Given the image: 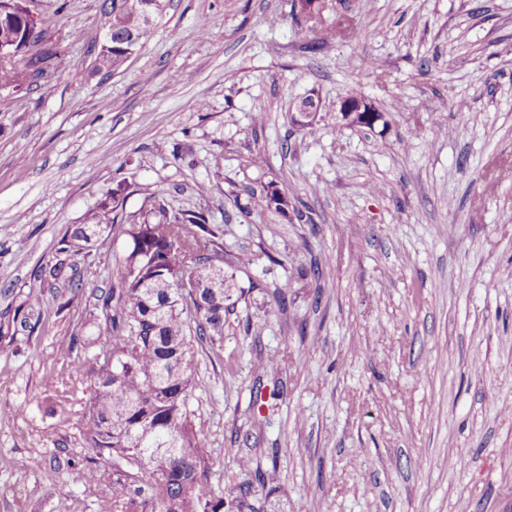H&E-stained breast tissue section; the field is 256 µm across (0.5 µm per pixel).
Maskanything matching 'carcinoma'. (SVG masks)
<instances>
[{"mask_svg": "<svg viewBox=\"0 0 512 512\" xmlns=\"http://www.w3.org/2000/svg\"><path fill=\"white\" fill-rule=\"evenodd\" d=\"M141 0H101L102 28L112 29V48H94L98 69L118 72L131 55L123 37L140 29ZM22 24L20 15L0 22V42H12ZM21 35V34H19ZM363 35L345 15L307 44L313 53L342 37ZM20 45L35 53L20 54L15 65L30 77L46 69L64 70L70 59L46 43L43 30L21 35ZM247 208L287 214L288 196L273 183L247 191ZM150 209L127 224L129 246L113 272L112 286L98 298L106 320L110 348L93 357L86 372L90 396L82 435L88 447L112 466L95 467L87 480L108 476L112 512H264L252 484L226 492L210 482L212 450L205 447L192 419L191 405L203 390L196 373L193 341L222 344L226 317L234 308L229 285L212 288L150 289L147 278L171 282H207L211 259H224V245L209 218L194 211L171 212L159 193ZM98 225H82L61 241L55 262L40 268L41 287L56 288L76 280L71 257L104 244ZM45 299L30 294L26 316L40 321Z\"/></svg>", "mask_w": 512, "mask_h": 512, "instance_id": "cac0c4a2", "label": "carcinoma"}]
</instances>
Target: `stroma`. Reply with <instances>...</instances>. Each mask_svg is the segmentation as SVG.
Here are the masks:
<instances>
[{"instance_id": "stroma-1", "label": "stroma", "mask_w": 512, "mask_h": 512, "mask_svg": "<svg viewBox=\"0 0 512 512\" xmlns=\"http://www.w3.org/2000/svg\"><path fill=\"white\" fill-rule=\"evenodd\" d=\"M100 3L30 0L72 65L0 89V512L112 508L81 430L127 239L108 227L77 257L80 288L38 273L105 199L129 222L158 191L210 216L235 283L223 343L196 349L214 486L269 474L277 512H512V0H338L321 26L369 35L317 53L289 0H170L115 74L91 50ZM311 90L306 137L289 113ZM351 91L387 125L337 126ZM260 181L287 214L247 210Z\"/></svg>"}]
</instances>
